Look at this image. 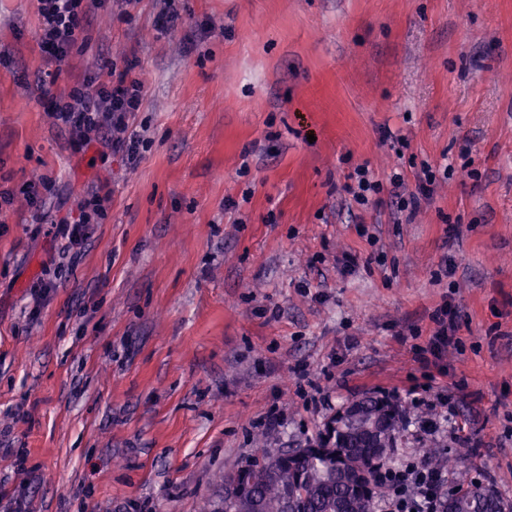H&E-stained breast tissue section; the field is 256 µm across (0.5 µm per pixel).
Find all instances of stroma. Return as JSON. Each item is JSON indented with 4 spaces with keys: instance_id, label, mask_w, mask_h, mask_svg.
I'll use <instances>...</instances> for the list:
<instances>
[{
    "instance_id": "1",
    "label": "stroma",
    "mask_w": 512,
    "mask_h": 512,
    "mask_svg": "<svg viewBox=\"0 0 512 512\" xmlns=\"http://www.w3.org/2000/svg\"><path fill=\"white\" fill-rule=\"evenodd\" d=\"M177 7L168 28L164 0L96 11L52 87L135 60L132 162L50 117L37 0H0V448L27 451L0 457V512H203L256 449L306 447L382 389L446 426L401 429L392 463L453 456L451 491L512 504V0ZM425 162L478 175L399 223L394 198L361 212L339 191L361 164L414 188ZM96 187L105 217L70 259L53 220ZM448 300L462 348L429 382L414 348Z\"/></svg>"
}]
</instances>
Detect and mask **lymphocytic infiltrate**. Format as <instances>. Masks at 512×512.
Wrapping results in <instances>:
<instances>
[{
	"mask_svg": "<svg viewBox=\"0 0 512 512\" xmlns=\"http://www.w3.org/2000/svg\"><path fill=\"white\" fill-rule=\"evenodd\" d=\"M40 16V48L48 61L62 64L81 39L84 24L103 0H37ZM108 82L88 81L71 87L68 94L51 102V115L56 124L70 129L77 140L90 141L101 133H109L113 150L128 159H139L145 140L134 133L132 126L143 99V83L130 78L129 67H121L112 59L102 63ZM439 181L436 167L427 165L417 174V189L406 192L400 174L389 182L375 180L367 166H357L349 174L342 190L351 196L360 209L378 206L383 195L396 197L400 212L414 214L423 202L431 199ZM105 198L93 190L77 195L68 210L60 217V236L64 249H80L88 226L101 217ZM434 327L425 345L417 347L416 356L422 364L438 359L448 350L460 349L457 336V312L442 306L432 317ZM377 480L384 489L379 512H444L443 503L448 485L444 471L429 466L426 461L409 458L397 467H383Z\"/></svg>",
	"mask_w": 512,
	"mask_h": 512,
	"instance_id": "1",
	"label": "lymphocytic infiltrate"
}]
</instances>
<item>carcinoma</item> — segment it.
<instances>
[{
	"label": "carcinoma",
	"instance_id": "1",
	"mask_svg": "<svg viewBox=\"0 0 512 512\" xmlns=\"http://www.w3.org/2000/svg\"><path fill=\"white\" fill-rule=\"evenodd\" d=\"M363 414L384 424L377 446L364 448L345 419H333L324 436L305 448L265 450L224 485L209 512H374L376 469L386 464L399 433L398 405L371 395L361 399ZM496 500L512 512L496 491L474 485L448 500L446 512H481L483 501Z\"/></svg>",
	"mask_w": 512,
	"mask_h": 512
}]
</instances>
